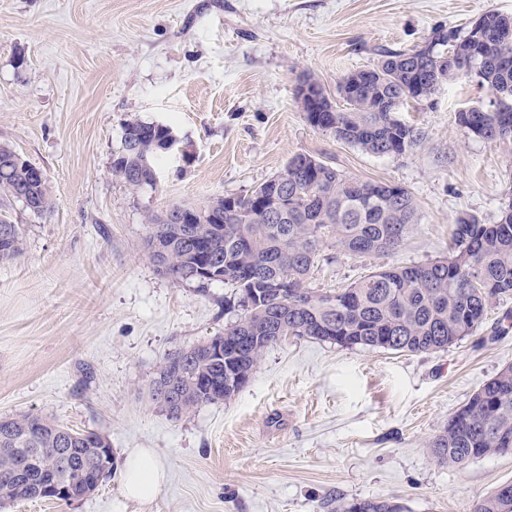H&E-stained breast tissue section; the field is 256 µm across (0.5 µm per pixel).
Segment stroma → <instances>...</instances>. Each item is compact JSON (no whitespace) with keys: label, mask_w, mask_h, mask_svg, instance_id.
Wrapping results in <instances>:
<instances>
[{"label":"stroma","mask_w":512,"mask_h":512,"mask_svg":"<svg viewBox=\"0 0 512 512\" xmlns=\"http://www.w3.org/2000/svg\"><path fill=\"white\" fill-rule=\"evenodd\" d=\"M512 0H0V145L47 178L52 205L15 203L23 237L0 262V418L35 414L112 445L115 466L69 503L16 500L0 512H328L334 498H397L411 512H471L512 481V455L440 464L429 443L512 365V295L446 349L393 353L288 337L229 400L170 420L149 396L162 358L223 334L234 288L164 275L145 247L146 211L241 196L303 153L344 174L408 190L420 215L403 245L353 257L324 247L308 278L334 291L380 267L447 256L459 217L494 223L512 200V139L457 121L485 105L467 79L409 102L420 133L374 157L314 128L295 98L310 77L338 99L343 77L384 52L466 34ZM172 126L190 159L163 154L155 187L112 175L131 117ZM152 450L167 477L148 501L124 496L129 453Z\"/></svg>","instance_id":"1"}]
</instances>
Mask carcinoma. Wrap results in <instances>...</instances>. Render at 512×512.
Returning <instances> with one entry per match:
<instances>
[{"label":"carcinoma","mask_w":512,"mask_h":512,"mask_svg":"<svg viewBox=\"0 0 512 512\" xmlns=\"http://www.w3.org/2000/svg\"><path fill=\"white\" fill-rule=\"evenodd\" d=\"M482 55L472 57L468 37L443 28L433 32L436 54H453L457 71L429 76L421 89L413 72L424 49L392 52L373 68L361 70L362 83L346 99L348 108L323 111L329 96L316 89L305 104L308 122L373 156L399 155L419 139L397 112L407 100L428 102L446 82L475 77L494 94H504V112L458 113L473 135L497 140L512 137V30L500 31L512 16L488 12ZM165 131L140 118L126 120L112 175L134 192L155 186L145 163ZM28 191L41 213L49 191L39 187L33 165L8 146H0V199L21 202ZM185 205L147 216V246L155 266L178 281L200 289L220 282L236 288L242 314L212 336L224 342V361L216 363L192 346L164 356L151 383V399L179 421L207 404L239 393L263 354L289 336L397 353L445 349L472 334L501 297L512 293V202L498 220L484 224L474 216L457 220L448 256L422 264L373 271L349 287L318 293L305 286L320 251L332 242L345 253L363 257L397 249L418 210L411 193L383 182L347 176L306 154L289 158L284 168L251 194L216 197L197 206L201 218L180 223ZM213 209L218 219L206 217ZM19 226L0 206V262L22 249ZM262 336L264 342L241 354L235 339ZM174 388L183 400L168 408L160 395ZM98 432L71 430L54 419L26 414L0 418V501L16 500L55 481L70 487L67 502L86 496L80 455L109 448ZM441 463L463 466L490 454H512V365L503 367L448 419L430 443ZM331 512H410L395 498L370 497L330 503ZM472 512H512V481L502 483L473 504Z\"/></svg>","instance_id":"obj_1"}]
</instances>
